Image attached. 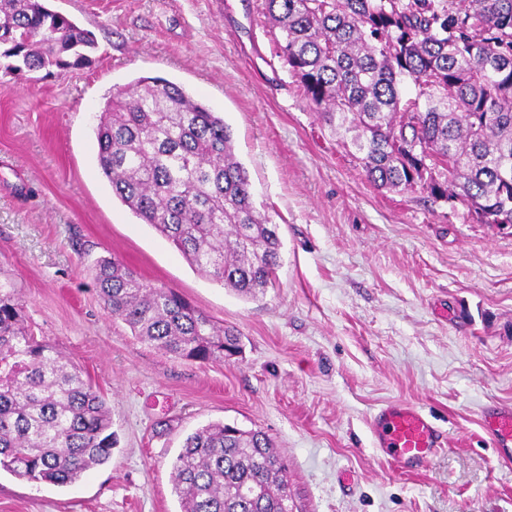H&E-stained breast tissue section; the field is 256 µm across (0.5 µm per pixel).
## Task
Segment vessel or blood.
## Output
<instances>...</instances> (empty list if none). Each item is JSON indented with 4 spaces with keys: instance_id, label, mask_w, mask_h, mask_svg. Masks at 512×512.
<instances>
[{
    "instance_id": "vessel-or-blood-1",
    "label": "vessel or blood",
    "mask_w": 512,
    "mask_h": 512,
    "mask_svg": "<svg viewBox=\"0 0 512 512\" xmlns=\"http://www.w3.org/2000/svg\"><path fill=\"white\" fill-rule=\"evenodd\" d=\"M482 421L495 447H512V409L491 406L483 411ZM371 430L375 441L389 448L393 461L403 468L426 467L445 441L431 417L408 402L381 409Z\"/></svg>"
}]
</instances>
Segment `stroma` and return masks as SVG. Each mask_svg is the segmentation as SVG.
Instances as JSON below:
<instances>
[{"label":"stroma","mask_w":512,"mask_h":512,"mask_svg":"<svg viewBox=\"0 0 512 512\" xmlns=\"http://www.w3.org/2000/svg\"><path fill=\"white\" fill-rule=\"evenodd\" d=\"M96 39L89 67L0 78V278L26 324L104 395L118 443L75 484L0 471V512H180L172 461L211 422L264 431L296 512H512V459L483 427L512 407V236L465 208L370 183L320 123L262 0H47ZM161 76L223 115L282 264L256 300L198 274L112 194L94 129L106 101ZM112 257L236 329L209 363L140 341L104 308ZM406 400L448 436L401 472L369 426Z\"/></svg>","instance_id":"1"}]
</instances>
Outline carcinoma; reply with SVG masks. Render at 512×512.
I'll return each mask as SVG.
<instances>
[{"label": "carcinoma", "instance_id": "1", "mask_svg": "<svg viewBox=\"0 0 512 512\" xmlns=\"http://www.w3.org/2000/svg\"><path fill=\"white\" fill-rule=\"evenodd\" d=\"M289 72L367 179L512 224V0H264ZM93 34L45 0H0V72L91 63ZM415 94H403L406 83ZM112 194L212 281L255 299L280 264L279 225L254 203L224 117L162 77L112 94L96 126ZM98 295L132 335L177 358H229L239 334L114 258ZM117 445L105 398L24 327L0 281V470L69 486ZM181 512H293L288 466L265 432L212 423L173 463Z\"/></svg>", "mask_w": 512, "mask_h": 512}]
</instances>
